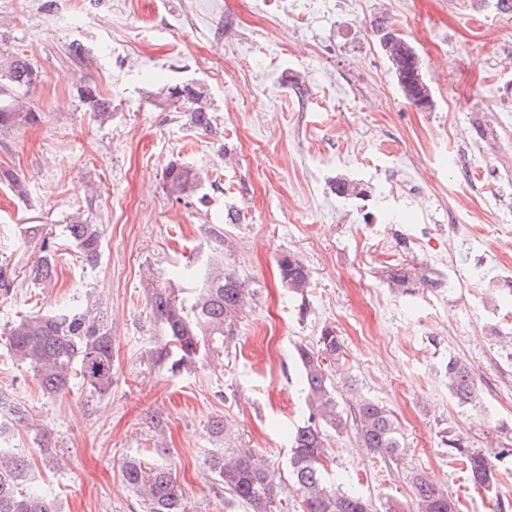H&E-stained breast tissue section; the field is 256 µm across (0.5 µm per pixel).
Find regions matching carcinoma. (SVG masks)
<instances>
[{"mask_svg":"<svg viewBox=\"0 0 512 512\" xmlns=\"http://www.w3.org/2000/svg\"><path fill=\"white\" fill-rule=\"evenodd\" d=\"M382 50L409 103L432 97L418 51L405 35H393L392 42ZM39 81L40 72L27 55L0 45V131L41 122L42 113L28 102ZM82 97L98 116L103 118L112 112L111 101L94 87L84 86ZM151 97L159 109L188 112L198 129L215 132L202 85H170ZM163 180L168 192L180 201L196 193L204 176L199 170L174 162L165 169ZM2 181L18 197H26L27 187L19 175L0 170ZM68 230L80 258L89 266L96 265L102 246L100 225L78 220ZM211 243L204 260L187 264L194 282L191 299L166 286L152 289L148 298L150 313L162 332V341L155 348L156 360L168 363L174 373L228 350L236 341L243 310L255 294L249 281L224 263L227 242L223 230L212 231ZM277 264L282 283L292 293L305 297L312 284L310 269L291 253L281 255ZM26 274L35 285L50 284L54 277L51 255L36 259ZM386 283L401 294L443 287L442 281L417 261L389 267ZM5 344L15 361L33 370L40 390L49 397L64 394L75 382L98 395L112 388V335L103 317L92 308L26 315L9 325ZM345 360L344 343L330 327L321 330L316 343L296 346L307 417L292 439V485H282L269 461L255 449L221 448L210 455L207 467L230 500L247 505L250 512H289L291 508L296 512H374L370 499L333 487L326 479V429L339 431L345 425L337 411L330 375ZM446 375L448 389L459 403L474 402L476 387L469 363L449 358ZM10 413V431H0V512H61L56 498L31 489L35 479L32 457L14 451L10 445L16 432L31 425L27 410L15 406ZM351 418L364 447L392 462L398 461L404 437L390 410L374 400L359 398L351 403ZM445 444L449 455L465 463L469 483L486 492L498 482V462L512 455L509 445L494 452H480L454 436L448 437ZM121 475L140 498L144 512H187L184 495L167 464L127 457L121 463ZM409 480L412 512H462L459 499L425 473L414 472Z\"/></svg>","mask_w":512,"mask_h":512,"instance_id":"1","label":"carcinoma"}]
</instances>
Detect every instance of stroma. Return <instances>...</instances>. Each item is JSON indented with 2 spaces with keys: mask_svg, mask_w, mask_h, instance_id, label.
I'll return each mask as SVG.
<instances>
[{
  "mask_svg": "<svg viewBox=\"0 0 512 512\" xmlns=\"http://www.w3.org/2000/svg\"><path fill=\"white\" fill-rule=\"evenodd\" d=\"M495 2L0 0V37L37 65L43 114L0 132V167L28 187L22 200L0 184V264L13 274L0 331L92 294L112 334L105 395L78 385L43 395L0 341V393L31 416L12 446L32 455L62 512H142L119 464L160 446L190 512H235L205 464L227 443L256 449L290 483L289 435L306 412L295 347L326 326L347 350L333 375L342 415L355 397L377 400L406 443L394 465L353 426L332 433L337 482L377 512H410L409 474L422 471L468 512H490L442 439L512 442V14ZM380 16L418 49L430 110L400 92ZM72 43L82 62L68 59ZM186 83L204 85L216 133L153 105L151 91ZM87 84L111 99L108 118L84 104ZM174 161L208 172L196 195L179 201L164 187ZM342 179L361 195L338 194ZM230 210L237 223H225ZM77 217L103 227L96 266L67 231ZM214 227L256 294L222 358L174 374L154 357L162 333L148 296L190 290L174 273L207 253ZM44 248L56 263L45 288L26 277ZM288 252L312 272L306 297L280 282L276 260ZM411 257L444 288L392 292L386 267ZM452 357L473 367V403L448 389ZM216 419L227 437L213 434Z\"/></svg>",
  "mask_w": 512,
  "mask_h": 512,
  "instance_id": "1",
  "label": "stroma"
}]
</instances>
